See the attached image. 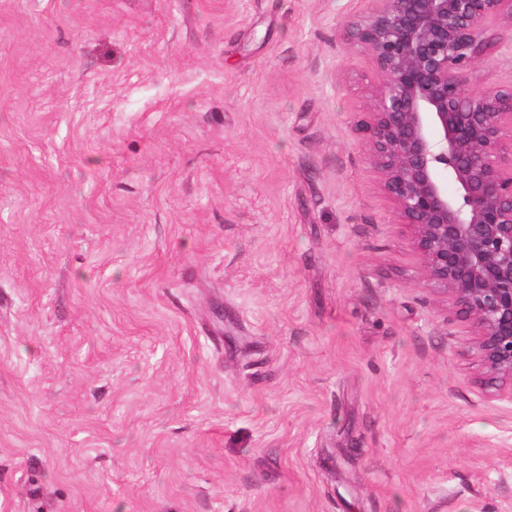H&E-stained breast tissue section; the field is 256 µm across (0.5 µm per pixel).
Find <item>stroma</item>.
<instances>
[{"mask_svg": "<svg viewBox=\"0 0 512 512\" xmlns=\"http://www.w3.org/2000/svg\"><path fill=\"white\" fill-rule=\"evenodd\" d=\"M366 7L0 0V512H512L351 128Z\"/></svg>", "mask_w": 512, "mask_h": 512, "instance_id": "stroma-1", "label": "stroma"}]
</instances>
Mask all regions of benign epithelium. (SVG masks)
Here are the masks:
<instances>
[{
    "label": "benign epithelium",
    "mask_w": 512,
    "mask_h": 512,
    "mask_svg": "<svg viewBox=\"0 0 512 512\" xmlns=\"http://www.w3.org/2000/svg\"><path fill=\"white\" fill-rule=\"evenodd\" d=\"M366 2L338 30L341 51L373 67L355 131L423 284L512 403V85L472 86L512 34V0Z\"/></svg>",
    "instance_id": "obj_1"
}]
</instances>
